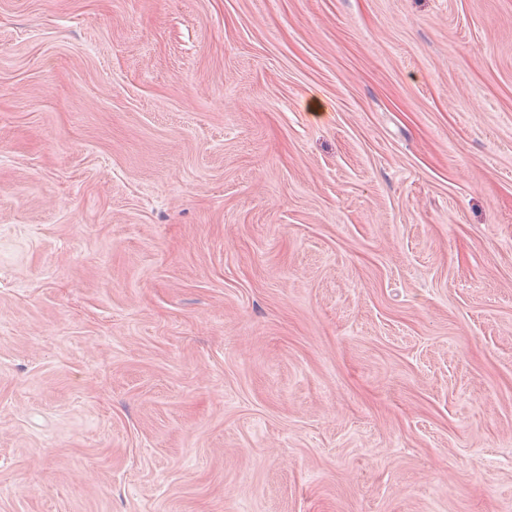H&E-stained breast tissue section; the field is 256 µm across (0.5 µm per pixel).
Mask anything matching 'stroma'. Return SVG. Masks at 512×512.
I'll use <instances>...</instances> for the list:
<instances>
[{"label":"stroma","mask_w":512,"mask_h":512,"mask_svg":"<svg viewBox=\"0 0 512 512\" xmlns=\"http://www.w3.org/2000/svg\"><path fill=\"white\" fill-rule=\"evenodd\" d=\"M0 512H512V0H0Z\"/></svg>","instance_id":"1"}]
</instances>
